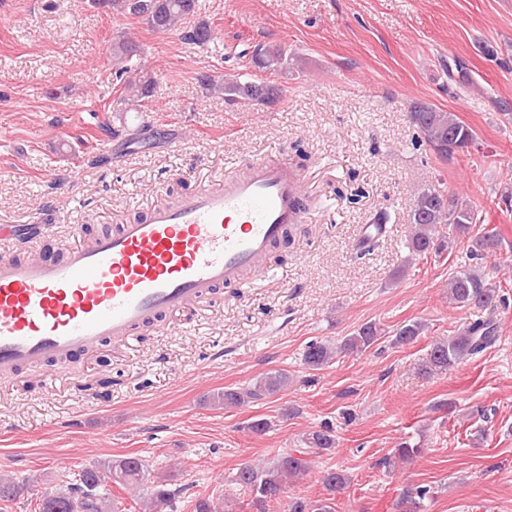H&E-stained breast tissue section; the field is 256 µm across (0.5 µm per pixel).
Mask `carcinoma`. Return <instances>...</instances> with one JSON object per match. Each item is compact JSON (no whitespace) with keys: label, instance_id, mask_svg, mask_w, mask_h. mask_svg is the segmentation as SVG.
<instances>
[{"label":"carcinoma","instance_id":"1","mask_svg":"<svg viewBox=\"0 0 512 512\" xmlns=\"http://www.w3.org/2000/svg\"><path fill=\"white\" fill-rule=\"evenodd\" d=\"M103 8H120L139 18L154 31L167 33L179 29L188 16L195 13L197 0H95ZM212 37L211 29L205 23L198 24L184 35L187 42L202 46ZM141 47L123 35L112 41L110 58L116 65L115 72L129 75L126 88L133 93L134 101L148 98L154 79L146 72L133 70L127 62L140 55ZM255 67L274 72L288 70V51L281 47H256L251 56ZM202 84L212 93L224 96L230 105L250 104L272 107L281 98L280 89L264 81H242L238 78L215 79L202 77ZM411 120L427 144L438 157L446 159L456 152L468 148L476 137L471 128L457 121L448 112H439L430 106L415 105ZM477 223V215L470 207L459 204L448 197L445 189L433 187L422 192L412 208V236L409 249L421 255L431 252L442 253L454 247L456 237L466 236L471 226ZM443 224L453 226L452 235L445 236L438 231ZM497 245L492 236L471 238L470 255L481 259L484 252ZM448 298L460 307H490L499 299V285L487 279L472 267H463L448 281ZM424 326L412 322L400 326L395 333V343L409 344L421 335ZM497 325L493 319L478 318L469 323L465 330L448 340L432 344L428 369L448 370L467 356H476L492 346L497 340ZM382 337L381 328L375 323L362 325L356 333L346 337L338 346L312 342L307 346L304 364L312 370H319L339 354H362ZM288 382V374L275 371L239 390H227L217 396V403L225 406H239L251 400H258L272 394ZM303 443L306 450L295 455L292 452L277 454L264 467L242 465L236 480L250 488L256 512H269L276 508L282 512H332V507L312 502L302 497H284L288 483L300 478L309 469L305 456L321 454L335 447L336 439L331 430L321 429L306 435ZM147 466L138 457L129 456L118 461L93 462L86 465L78 478L67 483L66 489L46 493L37 505L39 512H120L117 504L97 493V489L109 483L121 488H130L146 480ZM323 484L332 492L346 487L347 476L343 471L328 469L322 476ZM25 493V488L9 480L0 479V501L13 502ZM425 489L405 495L402 501L404 512H422ZM178 491L167 487L165 480L153 481L149 508L160 512V505L169 504V512H177Z\"/></svg>","mask_w":512,"mask_h":512}]
</instances>
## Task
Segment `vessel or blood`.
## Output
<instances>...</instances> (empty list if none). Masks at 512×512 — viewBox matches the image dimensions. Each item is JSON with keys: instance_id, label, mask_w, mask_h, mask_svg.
<instances>
[{"instance_id": "obj_1", "label": "vessel or blood", "mask_w": 512, "mask_h": 512, "mask_svg": "<svg viewBox=\"0 0 512 512\" xmlns=\"http://www.w3.org/2000/svg\"><path fill=\"white\" fill-rule=\"evenodd\" d=\"M303 221L295 170L261 158L57 257L30 255L29 241L0 225V242L26 253L0 258V382L149 324L174 332L173 314L240 284L245 270L262 274L271 247Z\"/></svg>"}]
</instances>
